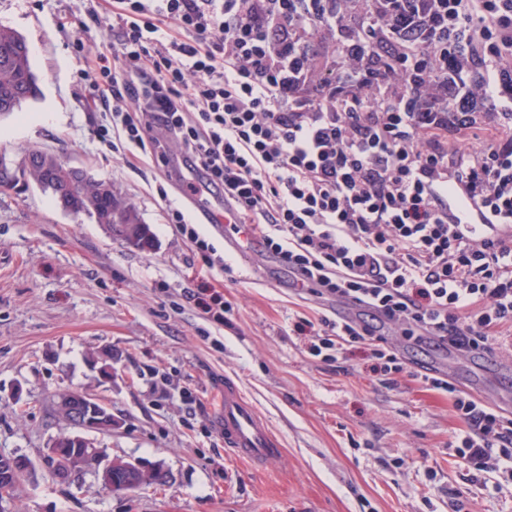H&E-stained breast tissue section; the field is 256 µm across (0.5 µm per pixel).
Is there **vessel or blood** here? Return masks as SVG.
<instances>
[{
	"label": "vessel or blood",
	"mask_w": 512,
	"mask_h": 512,
	"mask_svg": "<svg viewBox=\"0 0 512 512\" xmlns=\"http://www.w3.org/2000/svg\"><path fill=\"white\" fill-rule=\"evenodd\" d=\"M218 425L225 447L249 465H266L282 453L277 434L234 383L224 385V405Z\"/></svg>",
	"instance_id": "vessel-or-blood-1"
}]
</instances>
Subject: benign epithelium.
<instances>
[{
  "mask_svg": "<svg viewBox=\"0 0 512 512\" xmlns=\"http://www.w3.org/2000/svg\"><path fill=\"white\" fill-rule=\"evenodd\" d=\"M70 393L69 389L58 392L57 401L72 428V432L68 434V442L75 445V452L69 456L58 447V442L53 441L45 453V459L56 478L69 481L79 474L90 471L98 477L108 492L124 496L161 476L158 469L134 460L128 462L125 467L128 480L119 482L113 478L112 460L88 438L90 433L112 430V409L96 394L85 390L82 408L75 411L70 402Z\"/></svg>",
  "mask_w": 512,
  "mask_h": 512,
  "instance_id": "7a95c632",
  "label": "benign epithelium"
}]
</instances>
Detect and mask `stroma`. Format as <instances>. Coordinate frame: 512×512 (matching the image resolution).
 <instances>
[{
  "label": "stroma",
  "instance_id": "obj_1",
  "mask_svg": "<svg viewBox=\"0 0 512 512\" xmlns=\"http://www.w3.org/2000/svg\"><path fill=\"white\" fill-rule=\"evenodd\" d=\"M105 8L104 0H0V26L26 39L40 89L0 115V154L17 162L45 150L110 182L154 238L149 250L129 246L32 182L0 192V455L33 463L0 512H512V485L493 473L473 498H453L467 471L449 457L448 440L463 423L446 395L413 377L444 357L460 388L512 395V356H444L390 329L405 367L395 380L380 375L366 342L334 359L313 356L315 339L299 333V321L335 317L340 306L291 288L263 251L268 282L253 283L203 218L223 205L220 194L188 197L150 155L129 164L124 139L96 137L112 116L89 100L79 69L83 55L117 41L99 20ZM41 112L49 121L31 122ZM172 208L231 272L205 265L169 224ZM216 279L229 306L220 325L184 296ZM228 379L282 438L281 456L264 468L224 446L216 414ZM61 388L110 405L112 430L93 434L95 446L161 467L164 485L115 496L90 472L69 484L52 479L44 451L69 429L53 406Z\"/></svg>",
  "mask_w": 512,
  "mask_h": 512
}]
</instances>
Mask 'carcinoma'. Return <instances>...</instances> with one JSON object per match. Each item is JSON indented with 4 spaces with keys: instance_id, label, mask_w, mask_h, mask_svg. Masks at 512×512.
I'll return each mask as SVG.
<instances>
[{
    "instance_id": "obj_1",
    "label": "carcinoma",
    "mask_w": 512,
    "mask_h": 512,
    "mask_svg": "<svg viewBox=\"0 0 512 512\" xmlns=\"http://www.w3.org/2000/svg\"><path fill=\"white\" fill-rule=\"evenodd\" d=\"M37 92V76L31 66L25 38L9 28L0 27V115L18 111ZM21 165L26 178L54 194L57 186L66 179L63 164L48 152L30 151ZM68 204L77 213L86 214L99 224L111 225L112 231L139 249L153 245L150 228L141 222L136 209L112 190L103 193L101 184L95 181H88L72 192Z\"/></svg>"
}]
</instances>
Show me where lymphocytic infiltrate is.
I'll return each mask as SVG.
<instances>
[{
    "label": "lymphocytic infiltrate",
    "instance_id": "1",
    "mask_svg": "<svg viewBox=\"0 0 512 512\" xmlns=\"http://www.w3.org/2000/svg\"><path fill=\"white\" fill-rule=\"evenodd\" d=\"M90 98L186 194L220 191L292 285L461 353L512 335V0H115ZM466 429L470 484L512 483V416L421 375Z\"/></svg>",
    "mask_w": 512,
    "mask_h": 512
}]
</instances>
